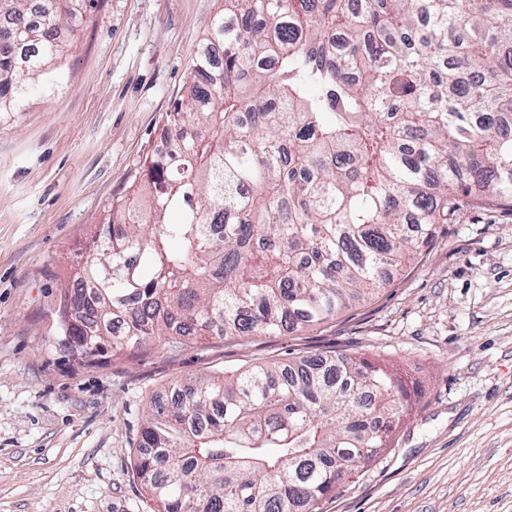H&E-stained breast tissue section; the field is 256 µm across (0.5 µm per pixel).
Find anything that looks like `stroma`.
I'll use <instances>...</instances> for the list:
<instances>
[{
    "label": "stroma",
    "mask_w": 512,
    "mask_h": 512,
    "mask_svg": "<svg viewBox=\"0 0 512 512\" xmlns=\"http://www.w3.org/2000/svg\"><path fill=\"white\" fill-rule=\"evenodd\" d=\"M216 0H98L62 84L0 122V512H154L134 459L151 396L328 351L383 360L410 420L321 512H512V202H467L334 319L83 361L57 290L141 181Z\"/></svg>",
    "instance_id": "stroma-1"
}]
</instances>
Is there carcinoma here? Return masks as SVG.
Segmentation results:
<instances>
[{"instance_id": "obj_1", "label": "carcinoma", "mask_w": 512, "mask_h": 512, "mask_svg": "<svg viewBox=\"0 0 512 512\" xmlns=\"http://www.w3.org/2000/svg\"><path fill=\"white\" fill-rule=\"evenodd\" d=\"M80 2L0 0L1 120L56 89ZM359 2L224 0L166 114L174 153L145 158L59 292L64 349L319 324L463 199L512 200V0ZM409 406L397 372L339 352L175 383L149 401L135 473L159 512H320Z\"/></svg>"}]
</instances>
